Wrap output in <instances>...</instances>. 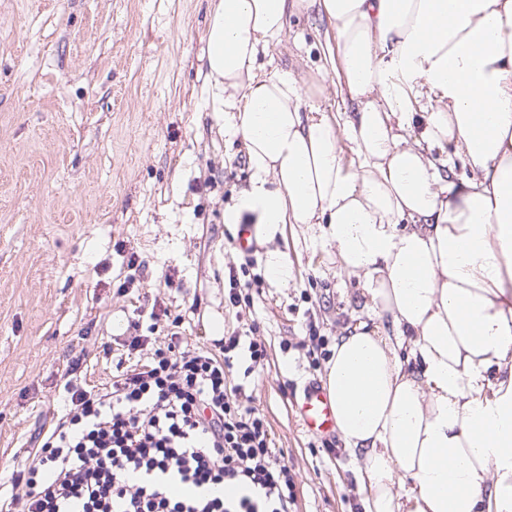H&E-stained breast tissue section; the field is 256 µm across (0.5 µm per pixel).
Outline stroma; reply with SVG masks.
Here are the masks:
<instances>
[{"instance_id":"stroma-1","label":"stroma","mask_w":512,"mask_h":512,"mask_svg":"<svg viewBox=\"0 0 512 512\" xmlns=\"http://www.w3.org/2000/svg\"><path fill=\"white\" fill-rule=\"evenodd\" d=\"M207 4L0 0V479L48 427L71 361L85 387L111 384L104 348L128 336L139 305L163 302L192 346L212 342L213 321L243 326L228 269L245 258L224 216L251 170L242 144L204 117ZM288 24L292 39L260 65L293 71L310 102L338 112L325 22L303 13ZM274 245L293 268L288 287L253 281L262 244L240 280L267 349L255 405L296 485L288 512H362L342 439L328 456L295 427L291 403L325 379L326 356L301 346L308 327L333 345L357 321L358 280L296 225ZM131 253L142 267L129 284Z\"/></svg>"}]
</instances>
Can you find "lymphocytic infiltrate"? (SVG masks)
Returning <instances> with one entry per match:
<instances>
[{
    "mask_svg": "<svg viewBox=\"0 0 512 512\" xmlns=\"http://www.w3.org/2000/svg\"><path fill=\"white\" fill-rule=\"evenodd\" d=\"M180 324L111 385L65 383L0 512H287L295 481L251 389L267 354L256 324L207 346L185 344Z\"/></svg>",
    "mask_w": 512,
    "mask_h": 512,
    "instance_id": "obj_1",
    "label": "lymphocytic infiltrate"
}]
</instances>
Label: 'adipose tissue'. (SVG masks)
<instances>
[{
  "label": "adipose tissue",
  "mask_w": 512,
  "mask_h": 512,
  "mask_svg": "<svg viewBox=\"0 0 512 512\" xmlns=\"http://www.w3.org/2000/svg\"><path fill=\"white\" fill-rule=\"evenodd\" d=\"M310 11L338 116L257 67ZM203 42L251 169L228 223L268 243L275 286L288 224L361 285L325 379L363 512H512V0H209Z\"/></svg>",
  "instance_id": "ef3b65f1"
}]
</instances>
